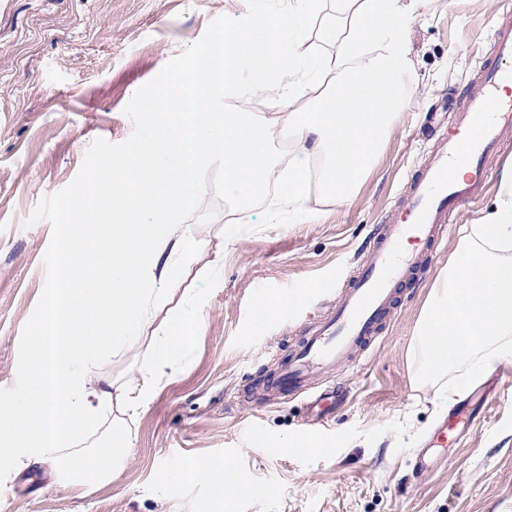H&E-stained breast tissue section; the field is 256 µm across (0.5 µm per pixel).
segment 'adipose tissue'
<instances>
[{
  "label": "adipose tissue",
  "mask_w": 512,
  "mask_h": 512,
  "mask_svg": "<svg viewBox=\"0 0 512 512\" xmlns=\"http://www.w3.org/2000/svg\"><path fill=\"white\" fill-rule=\"evenodd\" d=\"M431 2L336 0L320 26L334 47L328 56L306 45L319 0H288L284 17L256 10L244 25L214 33L151 92L143 135L120 157L100 159L92 196L78 191L60 206L59 272L25 349L24 389L0 402V485L35 465L79 491L111 483L120 450L85 445L99 429L113 436L103 409L146 408L203 319L204 296L177 302L155 285L199 253L184 219L204 173L220 166L225 193L239 199L278 183L275 206L310 218L317 161L323 193L351 200L421 87L410 28ZM254 86L278 112L260 117L226 105ZM284 128L291 147L283 161L273 143ZM171 302L176 321L164 335L145 336L157 308ZM139 353L124 383L103 373L111 357ZM409 359L438 411L487 369L512 361V170L478 223L462 225Z\"/></svg>",
  "instance_id": "1"
}]
</instances>
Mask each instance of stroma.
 <instances>
[{
	"label": "stroma",
	"instance_id": "obj_1",
	"mask_svg": "<svg viewBox=\"0 0 512 512\" xmlns=\"http://www.w3.org/2000/svg\"><path fill=\"white\" fill-rule=\"evenodd\" d=\"M248 9L247 0H0V393L22 390L30 326L57 273L60 203L101 156L141 136L148 94ZM507 11L512 0H495L489 13L473 0H434L413 23L424 91L350 202L313 193L316 221L272 214L274 188L234 199L221 170L207 173L188 218L202 254L173 282L204 292L205 317L189 358L144 411L123 417V467L85 493L44 471L21 472L0 487V512H512V382L492 372L437 413L407 358L457 229L491 204L512 144L488 190L454 213L429 265L401 290L376 344L337 371L333 409L302 398L271 405L263 391L275 351L295 348L335 305L386 203L451 124L449 111L432 122L431 107L474 91L489 30ZM234 225L250 235L230 239ZM260 293L282 305L259 324ZM460 413L474 422L454 445L430 448L434 431ZM311 420L332 453L304 437ZM301 442L307 452L289 455ZM196 459L223 467L242 494L220 505L212 484L175 476L176 461Z\"/></svg>",
	"mask_w": 512,
	"mask_h": 512
}]
</instances>
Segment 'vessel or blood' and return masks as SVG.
<instances>
[{"instance_id": "b4317fda", "label": "vessel or blood", "mask_w": 512, "mask_h": 512, "mask_svg": "<svg viewBox=\"0 0 512 512\" xmlns=\"http://www.w3.org/2000/svg\"><path fill=\"white\" fill-rule=\"evenodd\" d=\"M492 39L491 56L478 63L480 92L464 97L435 152L404 179L389 214L374 229L366 261L341 288L335 309L312 322L298 346L279 357L267 381L273 398H316L317 383L338 363L367 350L421 267L425 250L446 235L454 212L487 188L486 158L512 141V100L499 95L512 84V14L498 18ZM456 166L467 167V174L453 176Z\"/></svg>"}]
</instances>
